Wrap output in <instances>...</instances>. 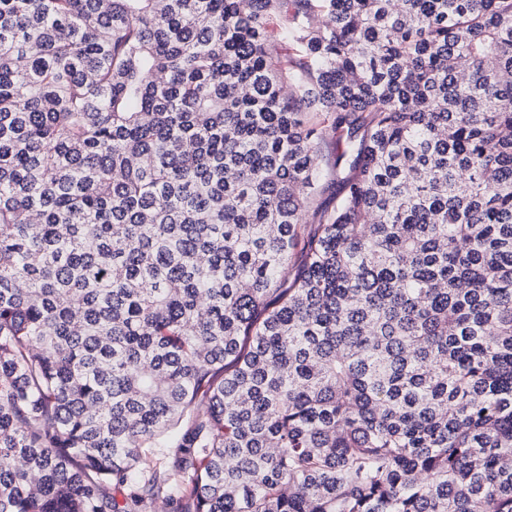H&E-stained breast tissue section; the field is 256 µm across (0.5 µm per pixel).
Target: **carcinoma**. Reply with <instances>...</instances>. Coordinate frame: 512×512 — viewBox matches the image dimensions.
<instances>
[{"instance_id": "1", "label": "carcinoma", "mask_w": 512, "mask_h": 512, "mask_svg": "<svg viewBox=\"0 0 512 512\" xmlns=\"http://www.w3.org/2000/svg\"><path fill=\"white\" fill-rule=\"evenodd\" d=\"M0 512H512V0H0Z\"/></svg>"}]
</instances>
